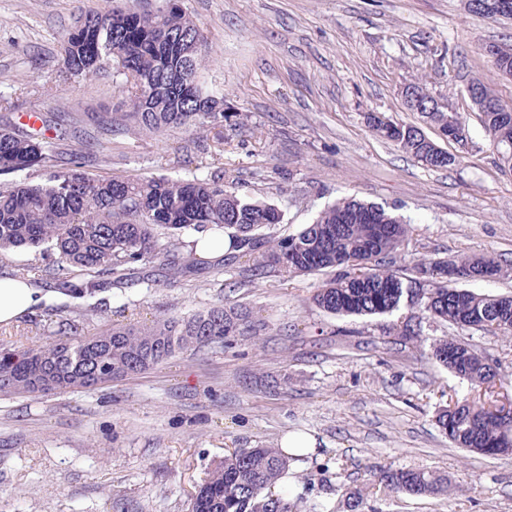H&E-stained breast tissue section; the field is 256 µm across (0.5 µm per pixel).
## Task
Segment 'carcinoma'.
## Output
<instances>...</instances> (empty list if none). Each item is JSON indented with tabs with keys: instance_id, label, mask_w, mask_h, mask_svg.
<instances>
[{
	"instance_id": "obj_1",
	"label": "carcinoma",
	"mask_w": 512,
	"mask_h": 512,
	"mask_svg": "<svg viewBox=\"0 0 512 512\" xmlns=\"http://www.w3.org/2000/svg\"><path fill=\"white\" fill-rule=\"evenodd\" d=\"M60 36L59 82L88 80L112 68L123 77L122 112H89V120L112 129L160 137L172 129L215 131L224 142V99L203 85L208 54L200 29L181 0H159L147 9L142 0H102ZM496 69L512 75V48L498 46ZM42 130L0 116V254L27 248L55 254L52 266L25 267L19 276L44 272L55 289L87 302L109 283L132 280L136 265L150 261L174 282L208 260L179 238L207 228L229 231L232 248L252 259L260 276L309 275L327 269L336 276L314 293V304L341 316L391 314L407 305L429 318L462 330L512 335V296L452 288L455 280L506 277L492 255L417 260L409 272L392 269L408 241L410 227L385 207L347 198L321 210L312 223L292 235L277 234L284 214L263 200L240 197L221 178L178 179L94 177L83 171L88 159L109 160L104 142L92 156L83 149L61 161L44 131L64 136L69 112H40ZM482 126L496 152L500 171H512V112H485ZM369 125L430 169L449 168L456 157H432L433 147L413 125L386 124L373 115ZM51 170L44 182L32 175ZM84 272L80 284L69 280ZM79 323L61 318L56 339L20 348L0 343V395L45 396L91 391L101 384L148 371L180 352L224 342L240 328L231 311L216 307L187 317H161L143 326H114L78 337ZM430 356L475 392L508 384L499 363L472 345L444 338L430 344ZM438 427L469 452L512 454V418L465 396L439 410ZM288 467L280 448H238L222 461L193 496L191 512H299V505L271 491ZM389 492L413 496L443 491V482L423 469L379 470Z\"/></svg>"
}]
</instances>
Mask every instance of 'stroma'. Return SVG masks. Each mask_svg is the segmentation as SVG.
Wrapping results in <instances>:
<instances>
[{
    "mask_svg": "<svg viewBox=\"0 0 512 512\" xmlns=\"http://www.w3.org/2000/svg\"><path fill=\"white\" fill-rule=\"evenodd\" d=\"M208 40L206 80L224 95V150L183 131L160 140L112 136L108 163L92 175L191 179L223 171L239 195L265 199L297 233L349 196L409 219L412 240L398 266L450 254H490L512 267V174L495 167L467 87L488 82L512 102V77L483 48L512 44V19L488 18L465 0H182ZM97 0H0V100L18 112H118L121 80L58 85L60 35ZM428 92L460 113L466 139L444 143L457 162L430 169L368 125L372 112L436 128L410 111L405 90ZM231 256L179 282L151 264L127 288L100 292L102 309L81 317L91 336L113 325L151 323L224 305L264 323L259 337H232L179 353L142 374L92 391L0 396V512H191V496L225 454L279 445L285 434L316 439L291 460L278 493L340 512L353 492L380 512H512V455L483 456L452 444L439 409L468 383L425 356L455 336L512 364V338L481 336L402 308L339 317L312 296L333 271L257 279ZM33 315L0 323V340H49L47 289ZM412 320L420 336H399ZM425 469L446 493L391 496L372 469Z\"/></svg>",
    "mask_w": 512,
    "mask_h": 512,
    "instance_id": "obj_1",
    "label": "stroma"
}]
</instances>
